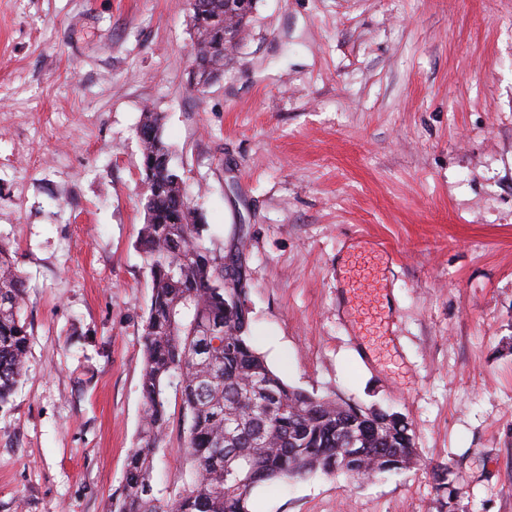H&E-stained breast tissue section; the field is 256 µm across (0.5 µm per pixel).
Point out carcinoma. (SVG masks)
<instances>
[{
  "label": "carcinoma",
  "mask_w": 512,
  "mask_h": 512,
  "mask_svg": "<svg viewBox=\"0 0 512 512\" xmlns=\"http://www.w3.org/2000/svg\"><path fill=\"white\" fill-rule=\"evenodd\" d=\"M200 4L193 63L204 68L226 57V0ZM161 126L162 116L148 110L137 129L141 184L164 189L144 211L138 242L151 279L143 321L144 413L114 512H250L251 492L261 485L317 472L366 480L410 468L417 448L407 419L310 395L270 369L254 345L248 280L228 275L224 250L206 240L207 227L177 170L159 163L170 149L152 138ZM25 300L26 281L0 244V408L25 373ZM172 395L186 433L181 477L187 489L169 506L155 495L152 471ZM350 434L362 452L348 461Z\"/></svg>",
  "instance_id": "obj_1"
}]
</instances>
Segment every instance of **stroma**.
Here are the masks:
<instances>
[{
    "label": "stroma",
    "instance_id": "35a3bbf8",
    "mask_svg": "<svg viewBox=\"0 0 512 512\" xmlns=\"http://www.w3.org/2000/svg\"><path fill=\"white\" fill-rule=\"evenodd\" d=\"M188 0H0V242L27 375L0 409V512H112L143 408L144 110L249 281L286 383L407 417L418 462L264 485L252 512H512V0H255L205 91ZM390 253L375 356L337 268ZM154 460L182 491L180 403ZM447 464L452 498L432 469Z\"/></svg>",
    "mask_w": 512,
    "mask_h": 512
}]
</instances>
